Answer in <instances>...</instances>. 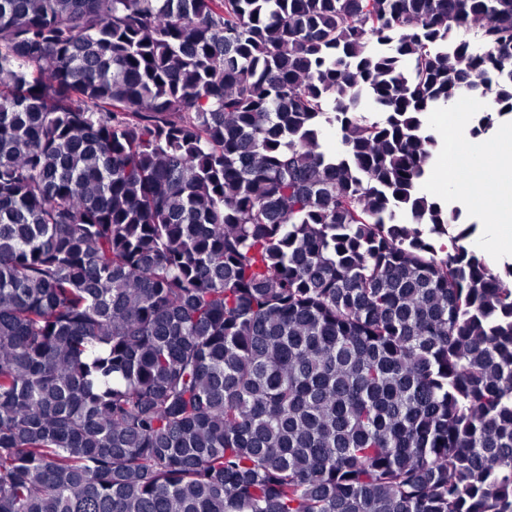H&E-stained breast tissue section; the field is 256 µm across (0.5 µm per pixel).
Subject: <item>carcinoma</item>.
Listing matches in <instances>:
<instances>
[{"label":"carcinoma","mask_w":512,"mask_h":512,"mask_svg":"<svg viewBox=\"0 0 512 512\" xmlns=\"http://www.w3.org/2000/svg\"><path fill=\"white\" fill-rule=\"evenodd\" d=\"M463 92L512 0H0V512H512Z\"/></svg>","instance_id":"carcinoma-1"}]
</instances>
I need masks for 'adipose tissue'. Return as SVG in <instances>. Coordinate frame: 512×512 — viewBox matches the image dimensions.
<instances>
[{
	"mask_svg": "<svg viewBox=\"0 0 512 512\" xmlns=\"http://www.w3.org/2000/svg\"><path fill=\"white\" fill-rule=\"evenodd\" d=\"M466 122L465 113L448 112L435 126L443 153L457 163H466L473 151L490 157L488 164L473 170L460 183V201L483 203L498 234L512 238V133L504 132L488 142H470L462 136Z\"/></svg>",
	"mask_w": 512,
	"mask_h": 512,
	"instance_id": "ef3b65f1",
	"label": "adipose tissue"
}]
</instances>
